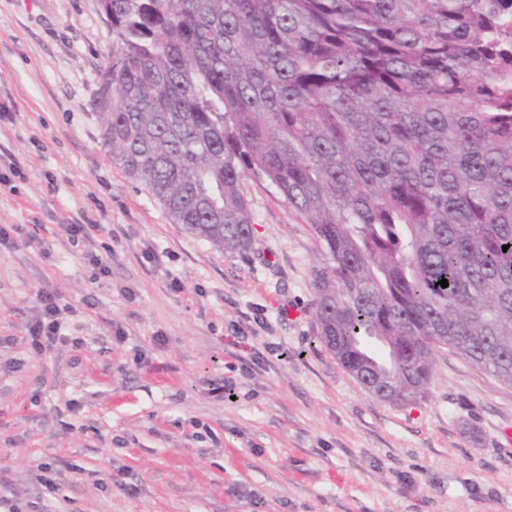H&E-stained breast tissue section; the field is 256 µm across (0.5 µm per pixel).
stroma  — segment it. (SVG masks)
I'll list each match as a JSON object with an SVG mask.
<instances>
[{"label":"stroma","instance_id":"1","mask_svg":"<svg viewBox=\"0 0 512 512\" xmlns=\"http://www.w3.org/2000/svg\"><path fill=\"white\" fill-rule=\"evenodd\" d=\"M111 54L98 0H0V225L16 227L0 495L40 512H512V390L447 351L420 405L363 390L315 340L320 256L280 195L243 182L255 233L227 255L113 162L89 106ZM43 288L84 348L5 344Z\"/></svg>","mask_w":512,"mask_h":512}]
</instances>
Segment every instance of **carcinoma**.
I'll return each mask as SVG.
<instances>
[{"label": "carcinoma", "mask_w": 512, "mask_h": 512, "mask_svg": "<svg viewBox=\"0 0 512 512\" xmlns=\"http://www.w3.org/2000/svg\"><path fill=\"white\" fill-rule=\"evenodd\" d=\"M106 8L91 106L173 223L243 254L261 181L309 226L316 340L365 391L421 403L441 348L512 389V0Z\"/></svg>", "instance_id": "1"}]
</instances>
